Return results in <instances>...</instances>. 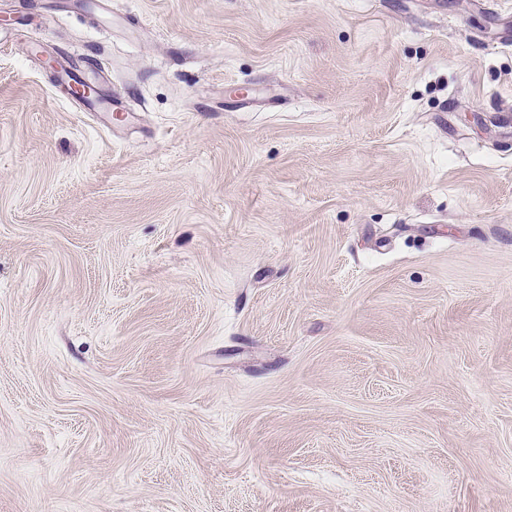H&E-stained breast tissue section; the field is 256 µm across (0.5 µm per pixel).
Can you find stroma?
Returning a JSON list of instances; mask_svg holds the SVG:
<instances>
[{"label":"stroma","instance_id":"35a3bbf8","mask_svg":"<svg viewBox=\"0 0 512 512\" xmlns=\"http://www.w3.org/2000/svg\"><path fill=\"white\" fill-rule=\"evenodd\" d=\"M0 512H512V0H0Z\"/></svg>","mask_w":512,"mask_h":512}]
</instances>
